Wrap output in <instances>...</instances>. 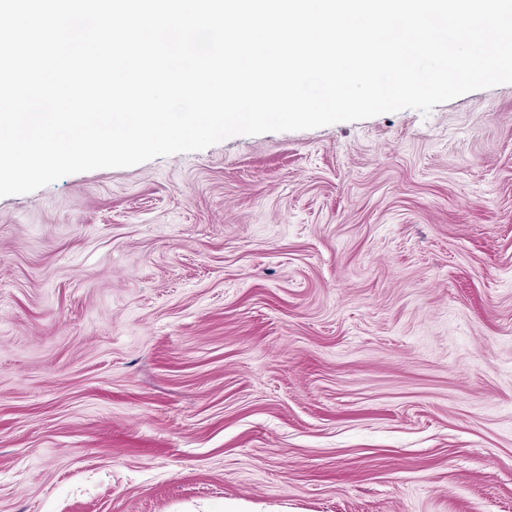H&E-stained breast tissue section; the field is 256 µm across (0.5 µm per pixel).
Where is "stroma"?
<instances>
[{
	"label": "stroma",
	"mask_w": 512,
	"mask_h": 512,
	"mask_svg": "<svg viewBox=\"0 0 512 512\" xmlns=\"http://www.w3.org/2000/svg\"><path fill=\"white\" fill-rule=\"evenodd\" d=\"M0 512H512V84L0 197Z\"/></svg>",
	"instance_id": "stroma-1"
}]
</instances>
